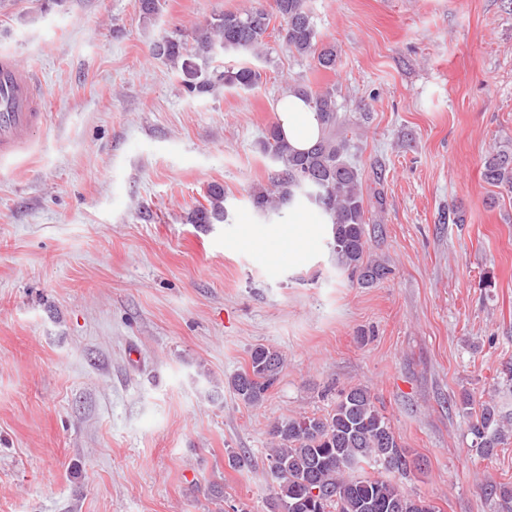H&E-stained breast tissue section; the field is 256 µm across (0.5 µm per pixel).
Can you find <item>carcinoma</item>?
Returning a JSON list of instances; mask_svg holds the SVG:
<instances>
[{"label": "carcinoma", "mask_w": 512, "mask_h": 512, "mask_svg": "<svg viewBox=\"0 0 512 512\" xmlns=\"http://www.w3.org/2000/svg\"><path fill=\"white\" fill-rule=\"evenodd\" d=\"M271 8L270 12L250 7L216 14L196 25L192 47L167 38L151 48L152 54L170 63L189 94L204 96L220 87L251 92L261 81L257 63L267 56L275 14L284 22L279 38L289 52L310 59L318 70H336V47L319 39L307 0H273ZM228 53H245L250 59L236 67L214 65ZM287 92L303 97L318 112L322 136L309 150L295 152L278 123L266 129L263 152L280 166V173L272 187L251 192L252 208L262 215L278 214L291 207L297 196L306 197L328 217L330 247L338 267L351 280L369 287L388 278V266L367 257L369 225L381 220L382 199H364L360 168L352 153L355 145L348 137L336 94L298 82L289 85ZM482 176L488 184L512 193V147L490 153ZM207 198L209 206L197 210L198 223L227 221L224 187L210 184ZM283 364L278 351L257 345L250 352L248 367L236 373L230 385L244 404L257 406L277 381ZM460 406L469 417L474 446L485 457L493 455L507 438L508 418L492 400L476 409L466 397ZM269 435L275 444L269 456L276 482L270 512H436L429 501L405 491L403 480L415 460L364 387L341 392L325 415L275 423ZM367 466L378 475H354ZM477 488L494 502L496 512H512V486L486 479ZM315 489L326 496L313 494Z\"/></svg>", "instance_id": "cac0c4a2"}]
</instances>
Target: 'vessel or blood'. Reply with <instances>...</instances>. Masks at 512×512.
<instances>
[{
	"label": "vessel or blood",
	"instance_id": "vessel-or-blood-1",
	"mask_svg": "<svg viewBox=\"0 0 512 512\" xmlns=\"http://www.w3.org/2000/svg\"><path fill=\"white\" fill-rule=\"evenodd\" d=\"M41 118V101L29 72L0 55V159L25 146L28 129Z\"/></svg>",
	"mask_w": 512,
	"mask_h": 512
}]
</instances>
